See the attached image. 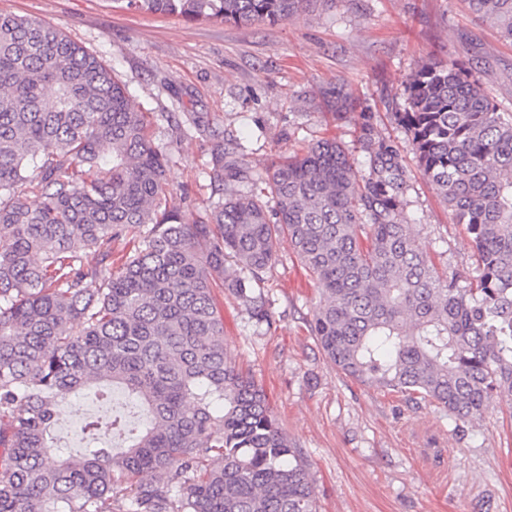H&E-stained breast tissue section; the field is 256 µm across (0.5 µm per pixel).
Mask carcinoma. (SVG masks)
Masks as SVG:
<instances>
[{
  "mask_svg": "<svg viewBox=\"0 0 512 512\" xmlns=\"http://www.w3.org/2000/svg\"><path fill=\"white\" fill-rule=\"evenodd\" d=\"M112 2L250 25L318 0ZM465 2L512 42V0ZM328 105L352 122L350 143L281 155L259 183L218 144L209 178L225 197L182 213L169 157L111 68L56 26L0 13V512H317L309 465L228 354L214 295L272 325L255 288L283 241L317 284L311 332L345 376L462 422L512 402V111L434 51L391 98L403 137L381 134L369 100L340 85ZM411 161L465 225L476 285L419 247ZM111 387L143 427L89 416L83 432L126 436L120 451L54 455L59 407Z\"/></svg>",
  "mask_w": 512,
  "mask_h": 512,
  "instance_id": "carcinoma-1",
  "label": "carcinoma"
}]
</instances>
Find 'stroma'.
I'll list each match as a JSON object with an SVG mask.
<instances>
[{
	"label": "stroma",
	"mask_w": 512,
	"mask_h": 512,
	"mask_svg": "<svg viewBox=\"0 0 512 512\" xmlns=\"http://www.w3.org/2000/svg\"><path fill=\"white\" fill-rule=\"evenodd\" d=\"M1 12L61 28L112 68L152 114V139L171 158L169 204L188 212L217 198L208 177L216 144L257 179L274 158L319 139L350 142L352 123L323 109L333 82L375 99L379 130L394 134L383 96L399 92L433 48L512 102V43L473 21L461 0H336L330 10L249 26L155 18L111 0H0ZM409 199L437 269L473 274L469 236L434 187L414 178ZM261 290L270 327L216 289L224 343L301 449L318 512H512L511 404L493 401L464 423L434 402L344 376L310 330L319 293L288 244Z\"/></svg>",
	"instance_id": "obj_1"
}]
</instances>
